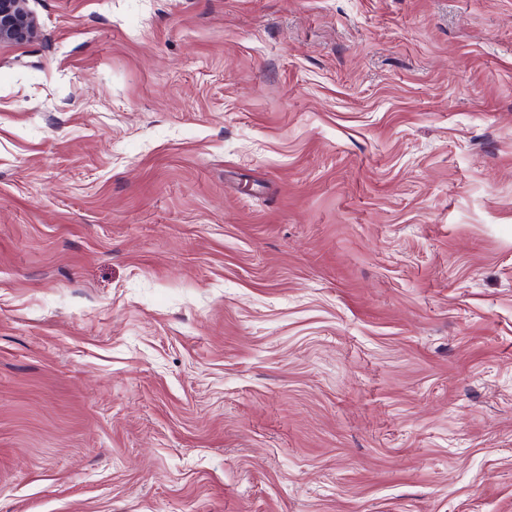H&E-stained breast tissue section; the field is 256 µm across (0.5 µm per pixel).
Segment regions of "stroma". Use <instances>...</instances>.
I'll use <instances>...</instances> for the list:
<instances>
[{"label":"stroma","mask_w":512,"mask_h":512,"mask_svg":"<svg viewBox=\"0 0 512 512\" xmlns=\"http://www.w3.org/2000/svg\"><path fill=\"white\" fill-rule=\"evenodd\" d=\"M30 7L0 512H512V0Z\"/></svg>","instance_id":"35a3bbf8"}]
</instances>
